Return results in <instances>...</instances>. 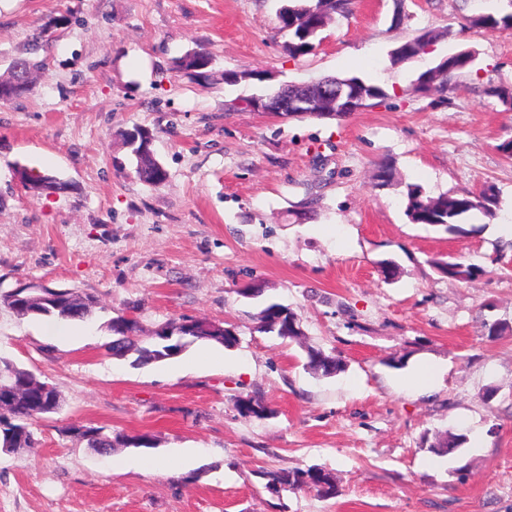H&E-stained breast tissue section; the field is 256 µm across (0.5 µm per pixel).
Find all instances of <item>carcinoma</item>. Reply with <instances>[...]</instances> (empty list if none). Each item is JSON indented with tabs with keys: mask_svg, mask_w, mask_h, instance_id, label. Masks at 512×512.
<instances>
[{
	"mask_svg": "<svg viewBox=\"0 0 512 512\" xmlns=\"http://www.w3.org/2000/svg\"><path fill=\"white\" fill-rule=\"evenodd\" d=\"M350 0H315L309 4L304 0H286V4L277 11L280 31L288 34V52L292 56H303L311 53L316 47L318 37L328 27L335 15L348 9ZM465 27L479 29L487 33L512 31V11L500 13H478L466 18ZM444 37L439 30H425L417 37L398 46L390 53L392 63H407L417 58L425 48L436 44ZM212 64V57L205 49H194L186 52L174 62V70L197 80L198 69ZM474 62L465 54L452 53L440 62L418 74L414 80V91L424 92L431 89L445 93L451 88L453 81L469 72ZM336 82L344 85L343 97L362 98L368 104H379L387 99L386 90L373 82L364 81L359 77L338 78ZM123 140L135 161L136 177L150 185H160L166 180V171L155 158L150 148L149 134L142 130L123 132ZM374 180L379 187L394 186L398 183L396 172L389 164H381L374 173ZM405 215L413 224L443 226L448 232L455 231L460 224L468 223L471 216L480 213L487 218L496 214L499 204V191L492 183L485 184L477 192L459 194L443 193L437 196L428 195L417 184L406 185ZM439 273L456 282L468 283L483 273V269L468 262L463 255L447 264L441 260L432 262ZM49 294L62 295L59 302L51 305L34 306L33 315L57 318L61 320L86 319L92 314L93 305L83 302V298L73 295L67 290H49ZM256 329L262 333L272 334L282 339H295L302 335L298 314L290 307L271 302L264 305L253 315ZM211 322L191 317L173 319L160 329L142 339L137 336L139 324L134 319L118 316L112 321L109 331L112 340L104 344L107 354L116 359H132V365L139 366L149 362H160L183 352L166 345L162 336L177 329L186 336H197L202 340H211L232 347L238 341L237 333L227 326L218 331L208 330ZM307 367L323 375H331L341 370V362L334 356L320 349L307 351ZM239 413L245 417L262 419L267 408L263 399L256 395L241 397L236 403ZM49 414L40 402L22 405L12 414L9 428L0 431V445L10 450L25 448L28 445L31 431L28 425L35 419ZM465 443L461 434L444 433L435 437L430 445L432 452L448 453ZM259 477L266 480L264 488L278 493L282 490L295 491L308 489L322 497H333L337 493L333 474L321 467L291 470H260Z\"/></svg>",
	"mask_w": 512,
	"mask_h": 512,
	"instance_id": "obj_1",
	"label": "carcinoma"
}]
</instances>
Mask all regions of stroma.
<instances>
[{
	"mask_svg": "<svg viewBox=\"0 0 512 512\" xmlns=\"http://www.w3.org/2000/svg\"><path fill=\"white\" fill-rule=\"evenodd\" d=\"M281 0H0V75L31 52L30 91L0 105V294L20 285L94 297L88 333L61 340L47 319L0 306V356L40 374L61 408L33 422L36 444L0 451V512H512V109L486 93L512 83V32H461L463 17L512 0H353L316 49L290 56ZM433 49L393 64L423 30ZM207 49L200 86L174 61ZM474 49L453 90L419 93L417 74ZM227 70L268 81L226 85ZM358 76L388 93L342 119L276 117L237 106L286 83ZM154 136L167 177L139 181L120 133ZM432 195L499 190L494 218L462 232L410 223L401 186L375 187L377 165ZM67 191L34 192L18 171ZM309 210L310 219L298 218ZM465 255L485 273L448 280L435 259ZM394 260L398 279L380 272ZM288 305L302 336L256 329L260 300ZM144 333L182 316L232 324L235 347L194 343L176 362L107 356L112 317ZM343 363L307 369L308 349ZM218 357L199 363L202 350ZM423 364L431 393L401 391ZM492 400H485L487 389ZM260 395L269 415L239 414ZM152 435L164 468L114 470L76 427ZM466 441L434 456L436 434ZM196 448L194 462L178 449ZM319 466L338 493L266 491L257 472ZM444 37L443 32L439 30H425L417 37L410 39L398 46L396 50H392L390 57L393 64L407 63L424 53L427 46L436 44Z\"/></svg>",
	"mask_w": 512,
	"mask_h": 512,
	"instance_id": "obj_1",
	"label": "stroma"
}]
</instances>
